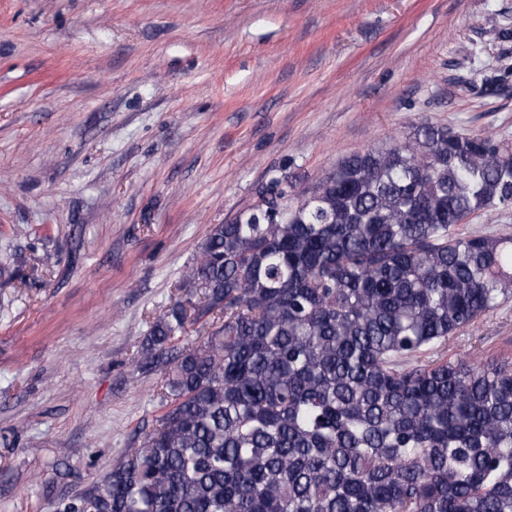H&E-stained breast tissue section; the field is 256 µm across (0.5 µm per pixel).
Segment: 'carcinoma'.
Here are the masks:
<instances>
[{
    "mask_svg": "<svg viewBox=\"0 0 512 512\" xmlns=\"http://www.w3.org/2000/svg\"><path fill=\"white\" fill-rule=\"evenodd\" d=\"M183 279L135 361L165 407L55 512H512V363L436 357L512 296V143L422 124L314 188L275 179ZM456 232L468 235L473 232H487L495 235H512V204L499 206L489 212L470 217L456 227Z\"/></svg>",
    "mask_w": 512,
    "mask_h": 512,
    "instance_id": "1",
    "label": "carcinoma"
}]
</instances>
